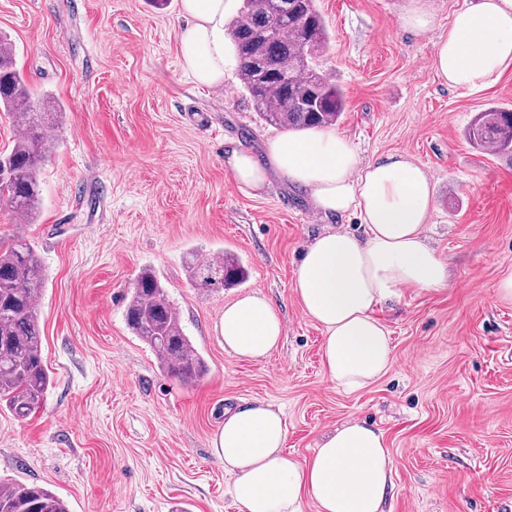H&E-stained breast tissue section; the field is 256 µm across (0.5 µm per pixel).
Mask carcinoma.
I'll return each mask as SVG.
<instances>
[{
  "mask_svg": "<svg viewBox=\"0 0 512 512\" xmlns=\"http://www.w3.org/2000/svg\"><path fill=\"white\" fill-rule=\"evenodd\" d=\"M239 61L240 80L253 107L269 124L293 130L335 125L345 110L344 95L317 69L330 40L316 0H243L228 26ZM12 51L0 39V110L21 137L0 153V197L30 218L39 208L38 172L55 147ZM473 146L512 156V112L490 107L468 130ZM193 285L203 290L232 288L247 276L233 258L188 266ZM44 267L34 243L16 237L0 249V404L25 418L41 404L49 386L42 360L37 303ZM131 332L154 354L167 376L190 383L207 374V364L183 332L180 315L164 284L149 267L135 278L126 303ZM0 512H68L49 488L0 478Z\"/></svg>",
  "mask_w": 512,
  "mask_h": 512,
  "instance_id": "1",
  "label": "carcinoma"
}]
</instances>
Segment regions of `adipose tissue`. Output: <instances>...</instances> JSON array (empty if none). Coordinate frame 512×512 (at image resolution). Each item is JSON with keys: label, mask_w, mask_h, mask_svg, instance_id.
Wrapping results in <instances>:
<instances>
[{"label": "adipose tissue", "mask_w": 512, "mask_h": 512, "mask_svg": "<svg viewBox=\"0 0 512 512\" xmlns=\"http://www.w3.org/2000/svg\"><path fill=\"white\" fill-rule=\"evenodd\" d=\"M237 0H179L181 68L196 85L224 83V21ZM431 65L450 87L484 89L512 68V0H469L437 41ZM234 181L262 196L272 175L305 191L328 218L356 215L362 234L333 227L303 250L294 291L305 315L324 332L321 364L331 382L355 392L386 374L390 333L373 315L404 291L448 283V269L426 242L430 179L402 154L364 164L352 141L330 128L284 134L269 141L265 158L232 150ZM224 349L261 360L281 343L283 323L268 299L248 294L225 305ZM288 425L283 411L262 400L225 413L213 446L233 478L239 512H382L393 460L381 431L357 421L320 440L304 462L283 452Z\"/></svg>", "instance_id": "1"}]
</instances>
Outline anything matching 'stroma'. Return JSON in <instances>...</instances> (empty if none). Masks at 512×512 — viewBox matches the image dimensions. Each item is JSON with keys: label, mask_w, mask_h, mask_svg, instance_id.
I'll list each match as a JSON object with an SVG mask.
<instances>
[{"label": "stroma", "mask_w": 512, "mask_h": 512, "mask_svg": "<svg viewBox=\"0 0 512 512\" xmlns=\"http://www.w3.org/2000/svg\"><path fill=\"white\" fill-rule=\"evenodd\" d=\"M409 2L317 0L331 37L317 66L345 100L336 128L361 161L400 152L425 167V236L450 272L449 286L376 308L392 366L347 393L293 290L324 220L306 222L310 204L282 180L255 198L231 174L230 144L260 152L282 133L253 110L237 62L222 86L190 82L178 0H0L17 69L60 106L36 220L0 202V244L31 240L45 269L51 382L28 417L0 405L1 477L48 487L69 512H238L213 441L225 409L259 399L284 412L299 462L346 422L381 430L394 461L384 512H512V302L496 293L512 273V161L465 136L478 112L512 109V71L487 90L442 83L435 44L466 0H427L436 24L423 34L403 26ZM221 252L248 279L193 288L188 261ZM145 267L208 364L196 382L163 374L126 326ZM254 291L283 317L280 347L258 361L226 353L220 334L225 305Z\"/></svg>", "instance_id": "obj_1"}]
</instances>
